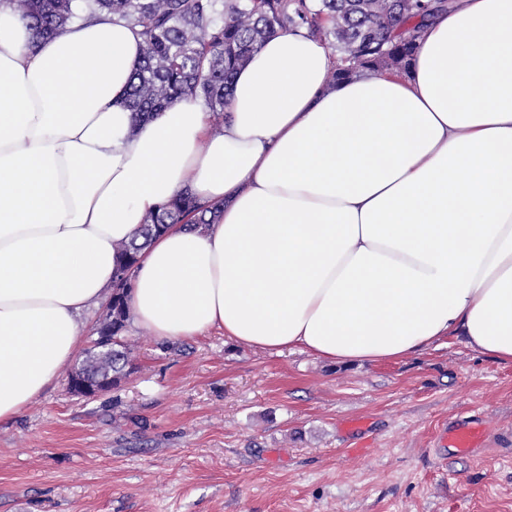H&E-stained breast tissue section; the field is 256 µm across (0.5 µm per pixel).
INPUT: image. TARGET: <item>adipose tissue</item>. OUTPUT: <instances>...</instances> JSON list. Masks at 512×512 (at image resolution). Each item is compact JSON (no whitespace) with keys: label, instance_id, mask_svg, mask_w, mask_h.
<instances>
[{"label":"adipose tissue","instance_id":"adipose-tissue-1","mask_svg":"<svg viewBox=\"0 0 512 512\" xmlns=\"http://www.w3.org/2000/svg\"><path fill=\"white\" fill-rule=\"evenodd\" d=\"M139 28L36 36L0 0V422L80 349L118 244L181 192L223 205L141 253L126 305L159 339L377 362L454 336L512 362V0H456L405 73L329 84L305 29L237 72L221 130L199 98L139 128Z\"/></svg>","mask_w":512,"mask_h":512}]
</instances>
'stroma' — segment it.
<instances>
[{
  "mask_svg": "<svg viewBox=\"0 0 512 512\" xmlns=\"http://www.w3.org/2000/svg\"><path fill=\"white\" fill-rule=\"evenodd\" d=\"M125 334L119 388L84 398L62 374L0 423V512H512L511 362L454 337L339 364ZM461 422L485 428L481 453L439 446Z\"/></svg>",
  "mask_w": 512,
  "mask_h": 512,
  "instance_id": "1",
  "label": "stroma"
}]
</instances>
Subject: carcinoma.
<instances>
[{
	"label": "carcinoma",
	"instance_id": "cac0c4a2",
	"mask_svg": "<svg viewBox=\"0 0 512 512\" xmlns=\"http://www.w3.org/2000/svg\"><path fill=\"white\" fill-rule=\"evenodd\" d=\"M15 10L38 34L67 28L82 15H110L141 29L142 58L130 80L125 105L134 124L193 95L220 114L235 73L280 30L305 28L340 62L330 81L362 70L374 75L407 67L423 23L450 9L454 0H13ZM217 206L199 204L187 191L150 214L141 241L117 246L122 265H136L139 253L171 224L214 223ZM129 278L112 284V387L132 371L123 336Z\"/></svg>",
	"mask_w": 512,
	"mask_h": 512
}]
</instances>
